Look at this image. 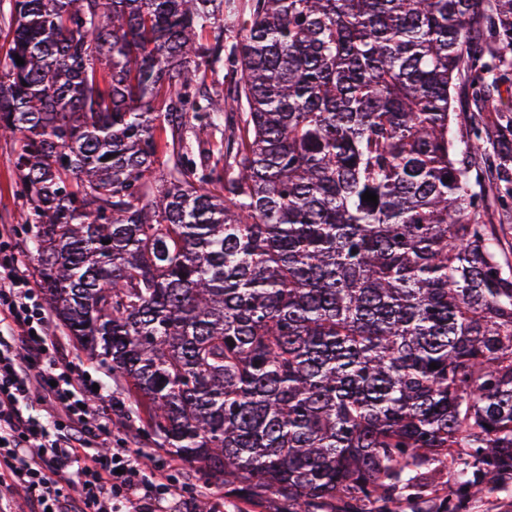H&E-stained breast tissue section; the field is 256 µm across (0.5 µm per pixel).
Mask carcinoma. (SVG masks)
I'll return each instance as SVG.
<instances>
[{
  "mask_svg": "<svg viewBox=\"0 0 512 512\" xmlns=\"http://www.w3.org/2000/svg\"><path fill=\"white\" fill-rule=\"evenodd\" d=\"M8 3L36 284L157 447L269 512L512 482V253L454 130L461 88L500 111L512 0Z\"/></svg>",
  "mask_w": 512,
  "mask_h": 512,
  "instance_id": "cac0c4a2",
  "label": "carcinoma"
}]
</instances>
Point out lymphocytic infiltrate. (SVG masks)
I'll use <instances>...</instances> for the list:
<instances>
[{
	"label": "lymphocytic infiltrate",
	"instance_id": "1",
	"mask_svg": "<svg viewBox=\"0 0 512 512\" xmlns=\"http://www.w3.org/2000/svg\"><path fill=\"white\" fill-rule=\"evenodd\" d=\"M51 316L17 256L0 258V512H193L161 468L112 444L79 362L56 359Z\"/></svg>",
	"mask_w": 512,
	"mask_h": 512
}]
</instances>
